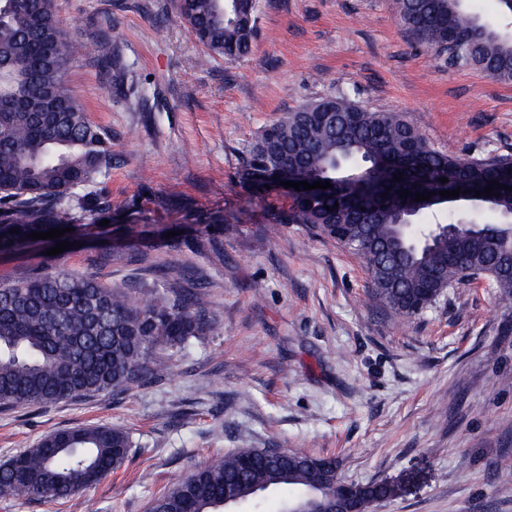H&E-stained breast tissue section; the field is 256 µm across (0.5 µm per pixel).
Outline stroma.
Returning a JSON list of instances; mask_svg holds the SVG:
<instances>
[{"mask_svg":"<svg viewBox=\"0 0 512 512\" xmlns=\"http://www.w3.org/2000/svg\"><path fill=\"white\" fill-rule=\"evenodd\" d=\"M83 53L73 84L112 137L100 217L73 247L0 252V279L91 273L140 294L198 287L217 323L171 371L119 392L0 412V464L60 429L129 432V462L63 502L0 512H148L177 479L237 448H306L347 484H390L371 512H512V299L472 284L404 320L362 259L270 206L235 173L297 103L344 90L402 112L450 154L512 153V83L448 68L396 23L394 0H262L251 54H204L175 0H54ZM113 57L133 90L112 87ZM179 195L160 199L170 188Z\"/></svg>","mask_w":512,"mask_h":512,"instance_id":"1","label":"stroma"}]
</instances>
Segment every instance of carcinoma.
<instances>
[{"label": "carcinoma", "mask_w": 512, "mask_h": 512, "mask_svg": "<svg viewBox=\"0 0 512 512\" xmlns=\"http://www.w3.org/2000/svg\"><path fill=\"white\" fill-rule=\"evenodd\" d=\"M465 2L395 0L396 20L448 67L511 83L512 31ZM177 9L208 55L235 61L251 53L258 0H178ZM80 54L54 0H0V249L103 209L91 186L112 167V138L89 119L70 79ZM236 178L249 194L269 183L330 182L286 208L270 207L268 223L308 224L361 257L375 298L399 316L413 318L448 289L475 281L512 298V190L495 185L494 194L476 196L493 181L512 184L511 153H444L402 113L338 92L267 123L242 151ZM457 188V198L439 195ZM432 191L431 199L414 201ZM442 204L453 205L448 223L421 225ZM214 323L203 292L174 284L136 296L91 274L0 281V409L162 377L167 352L208 335ZM131 448L127 431L107 426L51 433L0 465V495L67 500L120 470ZM318 461L306 448L229 451L155 496L149 512H225L284 486L293 493L279 512H288L312 492ZM357 492L363 507L393 494L374 483Z\"/></svg>", "instance_id": "cac0c4a2"}]
</instances>
